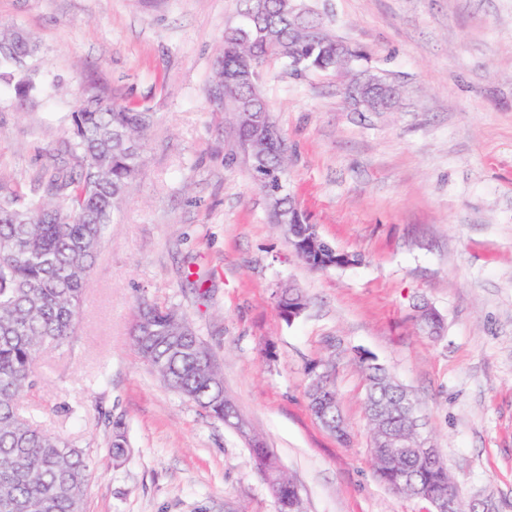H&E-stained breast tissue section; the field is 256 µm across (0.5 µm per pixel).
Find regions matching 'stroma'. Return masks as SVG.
Listing matches in <instances>:
<instances>
[{"label": "stroma", "instance_id": "1", "mask_svg": "<svg viewBox=\"0 0 512 512\" xmlns=\"http://www.w3.org/2000/svg\"><path fill=\"white\" fill-rule=\"evenodd\" d=\"M400 88L356 112L348 77L268 67L288 189L358 264L315 270L251 179L234 116L208 97L237 0H0V24L39 45L42 94L0 84V185L25 192L71 165L86 93L152 112L143 172L90 274L73 342L46 353L20 403L91 449L86 512H278L248 437L279 456L302 512H431L388 489L370 452L373 358L411 394L465 502L512 512V0H307ZM300 289L285 321L276 294ZM180 308L211 348L248 437L168 389L130 345L141 299ZM443 319L424 335L417 308ZM328 372L346 436L307 392ZM123 422L128 454L110 452Z\"/></svg>", "mask_w": 512, "mask_h": 512}]
</instances>
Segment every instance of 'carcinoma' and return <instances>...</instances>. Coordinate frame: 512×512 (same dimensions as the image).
I'll list each match as a JSON object with an SVG mask.
<instances>
[{"label":"carcinoma","mask_w":512,"mask_h":512,"mask_svg":"<svg viewBox=\"0 0 512 512\" xmlns=\"http://www.w3.org/2000/svg\"><path fill=\"white\" fill-rule=\"evenodd\" d=\"M237 18L224 30L215 84L247 67L283 62L323 72L347 69L365 57L336 38L327 20L306 9L290 11L284 0H239ZM34 58L29 35L0 30V42ZM0 81L14 85L18 105L37 92L28 70L0 52ZM233 93L257 112H268L264 95L243 80ZM152 115L96 94L84 96L72 113L69 150L74 168H44L29 193L0 192V512H84L91 479L90 449L47 433L18 413L21 398L37 386L35 364L45 352L76 335L79 309L108 226L144 166ZM268 171L286 174L280 142L270 141L261 160ZM132 342L139 356L171 390L211 417L224 420V391L213 382L214 359L190 320L174 306L141 300ZM361 363L367 381L366 411L371 431L387 428L410 450L390 448L374 456L377 473L393 491L430 500L448 495V472L439 458L414 451L407 390L373 360ZM255 468L277 487L279 512H299L297 486L277 454L250 448Z\"/></svg>","instance_id":"carcinoma-1"}]
</instances>
